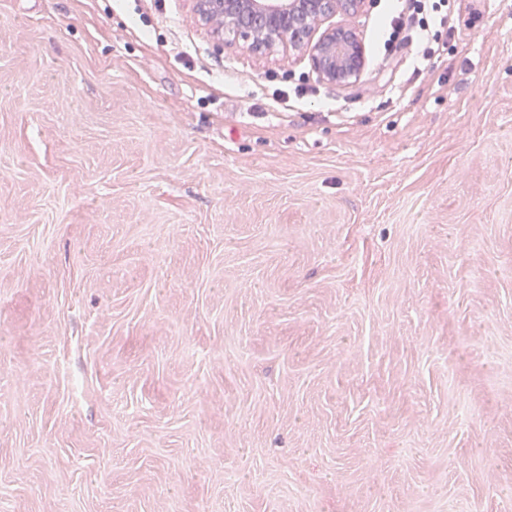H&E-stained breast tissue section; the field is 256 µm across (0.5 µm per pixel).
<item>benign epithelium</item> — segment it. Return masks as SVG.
I'll list each match as a JSON object with an SVG mask.
<instances>
[{
  "label": "benign epithelium",
  "mask_w": 512,
  "mask_h": 512,
  "mask_svg": "<svg viewBox=\"0 0 512 512\" xmlns=\"http://www.w3.org/2000/svg\"><path fill=\"white\" fill-rule=\"evenodd\" d=\"M198 25L219 51L240 46L258 59L276 50L308 56L317 77L348 86L365 65L354 28L333 24L364 12L372 0H189Z\"/></svg>",
  "instance_id": "benign-epithelium-1"
}]
</instances>
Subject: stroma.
Here are the masks:
<instances>
[{"mask_svg": "<svg viewBox=\"0 0 512 512\" xmlns=\"http://www.w3.org/2000/svg\"><path fill=\"white\" fill-rule=\"evenodd\" d=\"M397 7L0 0V512H512V0ZM198 25L215 48L240 46L258 59L275 50L306 54L317 77L348 86L365 65V49L354 28L331 24L336 15L355 16L372 0H189ZM388 22V42H401L411 38L425 42L421 58L431 68L448 50V43L441 40V29L448 25L447 0H404ZM446 7V9H444ZM434 29L432 33L431 25Z\"/></svg>", "mask_w": 512, "mask_h": 512, "instance_id": "1", "label": "stroma"}]
</instances>
